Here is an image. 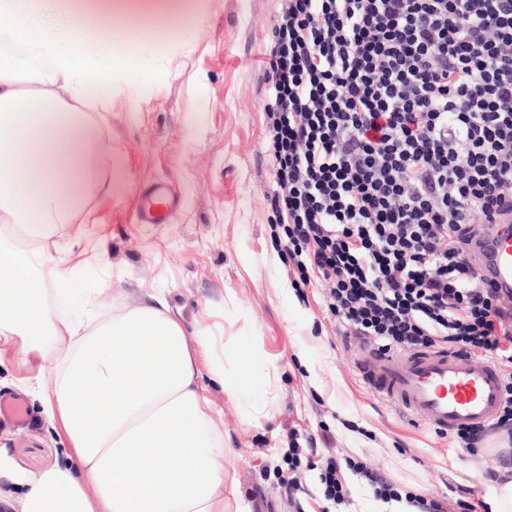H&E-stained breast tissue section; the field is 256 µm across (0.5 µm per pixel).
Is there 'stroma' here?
<instances>
[{
	"instance_id": "obj_1",
	"label": "stroma",
	"mask_w": 512,
	"mask_h": 512,
	"mask_svg": "<svg viewBox=\"0 0 512 512\" xmlns=\"http://www.w3.org/2000/svg\"><path fill=\"white\" fill-rule=\"evenodd\" d=\"M188 13L115 15L100 37L136 30L138 83L107 115L108 144L127 153L123 196L99 195L106 226L69 228L59 244L79 263L78 288L101 308L163 295L187 328L222 323L229 349L252 364L251 391L228 399L209 377L200 384L214 404L228 450L225 488H237L250 512H289L274 470L290 441L341 459L346 481L359 461L397 488L422 485L445 512H495L496 485L485 470L512 467L504 431L467 455L453 437L390 407L362 381L358 341H344L321 301V289L291 285L288 258L266 201L272 186L263 111L267 86L258 61L271 38L279 0H194ZM163 182L180 199L169 223L139 219L142 191ZM21 341L0 346V397H20L32 424L0 422V448L10 471L55 463L66 441L44 405L49 362L23 355ZM278 371L277 398L263 397L267 372ZM259 421H246L250 406Z\"/></svg>"
}]
</instances>
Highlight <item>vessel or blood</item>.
<instances>
[{
  "label": "vessel or blood",
  "mask_w": 512,
  "mask_h": 512,
  "mask_svg": "<svg viewBox=\"0 0 512 512\" xmlns=\"http://www.w3.org/2000/svg\"><path fill=\"white\" fill-rule=\"evenodd\" d=\"M142 201L139 217L146 224L168 223L179 205L178 197L162 184L146 187ZM473 259L495 287L512 290V215L480 232ZM356 366L364 383L383 401L410 418L425 419L445 435L489 426L504 402L495 363L445 348L406 353L367 349L359 352Z\"/></svg>",
  "instance_id": "vessel-or-blood-1"
}]
</instances>
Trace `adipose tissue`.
<instances>
[{"label": "adipose tissue", "instance_id": "obj_1", "mask_svg": "<svg viewBox=\"0 0 512 512\" xmlns=\"http://www.w3.org/2000/svg\"><path fill=\"white\" fill-rule=\"evenodd\" d=\"M85 35L51 28L38 0H0V343L22 337L51 361L47 411L64 462L0 493L12 512H249L224 495V430L200 386L225 382L227 350L188 333L164 299L68 314L75 269L50 245L85 223L101 190L125 191L128 162L105 141L112 102L138 80L135 31L116 13L186 12L188 0H71ZM75 152L64 155L65 146ZM207 368H200L201 355Z\"/></svg>", "mask_w": 512, "mask_h": 512}]
</instances>
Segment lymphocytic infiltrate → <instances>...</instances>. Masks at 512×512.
<instances>
[{"label": "lymphocytic infiltrate", "mask_w": 512, "mask_h": 512, "mask_svg": "<svg viewBox=\"0 0 512 512\" xmlns=\"http://www.w3.org/2000/svg\"><path fill=\"white\" fill-rule=\"evenodd\" d=\"M273 189L300 286L318 282L343 336L383 350L492 360L512 438V291L471 245L512 210V0H281L263 57ZM291 445L349 501L334 457Z\"/></svg>", "instance_id": "lymphocytic-infiltrate-1"}]
</instances>
